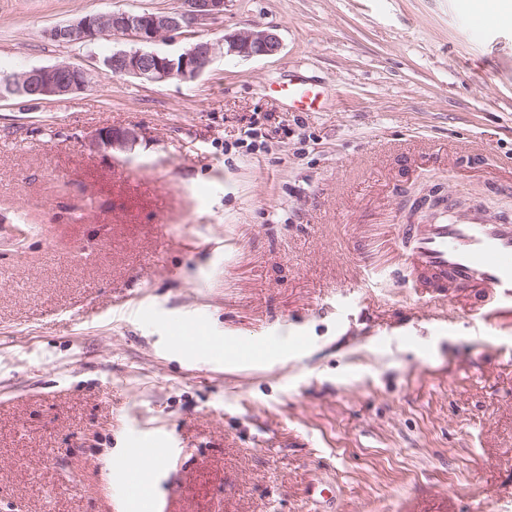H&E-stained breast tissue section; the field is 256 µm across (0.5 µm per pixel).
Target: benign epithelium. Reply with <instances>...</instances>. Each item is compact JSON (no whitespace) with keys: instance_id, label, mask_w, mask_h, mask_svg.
<instances>
[{"instance_id":"1","label":"benign epithelium","mask_w":512,"mask_h":512,"mask_svg":"<svg viewBox=\"0 0 512 512\" xmlns=\"http://www.w3.org/2000/svg\"><path fill=\"white\" fill-rule=\"evenodd\" d=\"M226 2L180 0V7L172 12L112 11L56 25L45 31V36L54 42L92 44L98 39L118 35L139 44V48L116 51L91 70L60 62L21 74L3 75L0 77V99L48 101L62 98L86 90L94 83V78L109 74L151 83L188 81L201 74L218 54L253 58L271 56L279 50L278 36L267 30L236 32L224 36L222 42L216 44L193 42L175 55L148 49L168 34L207 26L224 15ZM136 138L137 133L131 130L99 131L91 136L89 145L96 150L123 149Z\"/></svg>"}]
</instances>
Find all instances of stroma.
Masks as SVG:
<instances>
[{
	"label": "stroma",
	"mask_w": 512,
	"mask_h": 512,
	"mask_svg": "<svg viewBox=\"0 0 512 512\" xmlns=\"http://www.w3.org/2000/svg\"><path fill=\"white\" fill-rule=\"evenodd\" d=\"M499 3L228 0L155 50L260 28L278 53L0 101V512H128L113 465L159 437L163 512H311L321 479L339 512H512V325L472 326L467 292L349 290L418 182L512 216V11L466 23ZM178 6L0 0V74L95 67L133 42L45 30ZM298 77L321 111L268 88ZM109 129L138 139L88 149ZM178 326L278 354L235 364Z\"/></svg>",
	"instance_id": "obj_1"
}]
</instances>
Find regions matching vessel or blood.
<instances>
[{
  "mask_svg": "<svg viewBox=\"0 0 512 512\" xmlns=\"http://www.w3.org/2000/svg\"><path fill=\"white\" fill-rule=\"evenodd\" d=\"M273 90L290 108L316 112L322 107V89L303 79ZM381 246L396 254L419 298L432 301L473 289L478 293L473 319L481 330L512 320V218L487 217L477 206L461 216L446 211L416 223L397 212ZM169 454L153 442L130 449L115 466L119 487L137 490L142 473Z\"/></svg>",
  "mask_w": 512,
  "mask_h": 512,
  "instance_id": "vessel-or-blood-1",
  "label": "vessel or blood"
}]
</instances>
